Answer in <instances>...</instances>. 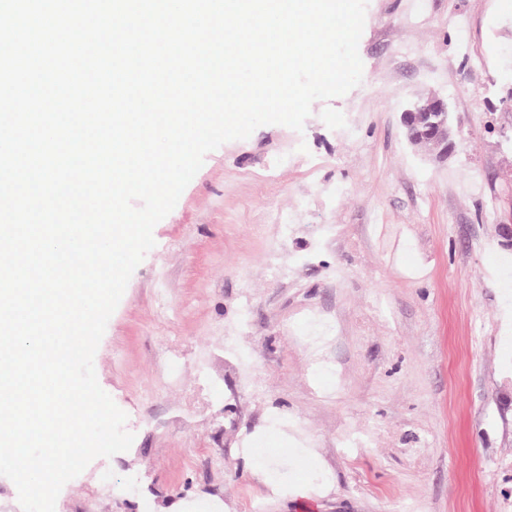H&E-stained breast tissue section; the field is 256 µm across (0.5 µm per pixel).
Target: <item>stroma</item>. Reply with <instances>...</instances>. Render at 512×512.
I'll return each mask as SVG.
<instances>
[{
	"label": "stroma",
	"mask_w": 512,
	"mask_h": 512,
	"mask_svg": "<svg viewBox=\"0 0 512 512\" xmlns=\"http://www.w3.org/2000/svg\"><path fill=\"white\" fill-rule=\"evenodd\" d=\"M358 53L360 84L314 101L302 130L263 125L206 154L154 226L93 361L134 441L68 481L55 512L101 479V512H512V0H368ZM428 93L454 121L444 161L404 136L406 103ZM288 206L285 238L271 216ZM271 251L286 279L263 278ZM307 307L334 333L291 338ZM242 317L248 337L225 335ZM320 352L330 369L309 374ZM275 415L314 451L286 483L254 467ZM352 428L366 443L348 456Z\"/></svg>",
	"instance_id": "obj_1"
}]
</instances>
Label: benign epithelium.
I'll return each mask as SVG.
<instances>
[{"label": "benign epithelium", "mask_w": 512, "mask_h": 512, "mask_svg": "<svg viewBox=\"0 0 512 512\" xmlns=\"http://www.w3.org/2000/svg\"><path fill=\"white\" fill-rule=\"evenodd\" d=\"M402 120L411 145H416L419 138L434 133L443 139L439 154L446 156L454 150L447 98L437 95L420 97L409 104Z\"/></svg>", "instance_id": "benign-epithelium-1"}]
</instances>
